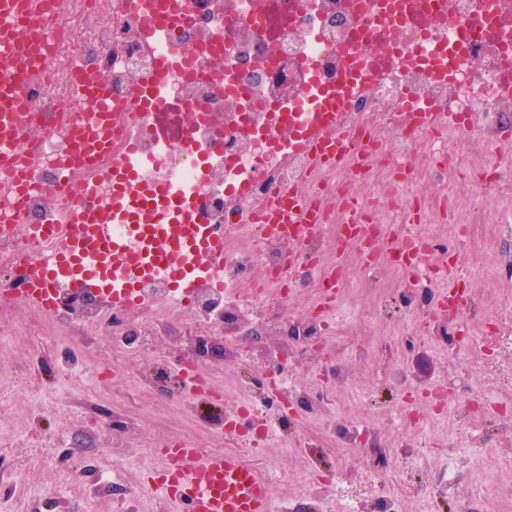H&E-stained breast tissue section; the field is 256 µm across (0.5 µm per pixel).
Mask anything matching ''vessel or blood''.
I'll return each instance as SVG.
<instances>
[{
    "label": "vessel or blood",
    "mask_w": 512,
    "mask_h": 512,
    "mask_svg": "<svg viewBox=\"0 0 512 512\" xmlns=\"http://www.w3.org/2000/svg\"><path fill=\"white\" fill-rule=\"evenodd\" d=\"M48 0H0V187L10 188L13 197H23L33 180V166L22 155L28 135L23 121L24 99L20 75L34 70V37L40 32ZM76 81L87 91L86 113L76 123L79 152L92 159L109 147L113 130L141 121L142 105L154 100L158 84L150 78L137 79L130 96L133 108L113 106L106 78L77 71ZM323 165L332 166L350 156L364 163L359 136L339 128L323 134L302 136ZM101 180L112 187L115 203L109 219L87 206L96 193L84 186L73 192L69 177L46 186L45 192L69 202V223L20 224L24 238H52L50 251L27 258V277L15 297L35 308L52 310L61 288H92L104 292L113 306L140 305L139 286L146 280L164 277L174 288L188 289L224 263V234L209 224H187L182 219L183 200L174 198L169 185L152 183L139 176L127 162L117 161ZM323 220L319 204L296 189L276 193L259 214L263 232L288 233V244L297 247L311 236ZM348 234L337 237L336 252L357 243L363 257L380 249L392 251L407 272L427 267L428 258L415 237L397 239L394 232L379 229L366 237L356 216H349ZM128 225L127 236L118 237L113 225ZM156 453L163 462L156 487L181 512H274L269 481L241 455L203 451L190 441L165 443Z\"/></svg>",
    "instance_id": "vessel-or-blood-1"
}]
</instances>
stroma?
<instances>
[{
  "label": "stroma",
  "mask_w": 512,
  "mask_h": 512,
  "mask_svg": "<svg viewBox=\"0 0 512 512\" xmlns=\"http://www.w3.org/2000/svg\"><path fill=\"white\" fill-rule=\"evenodd\" d=\"M457 219L453 212L445 219L447 254L468 255L474 262L464 278L452 276L448 283L474 298L477 319L493 318L504 304L512 303V266L502 263L501 245L490 225H480L475 237L462 241L454 232ZM334 315L343 330L320 348H305L269 333L239 335L234 354L201 360L214 385L213 395L193 401L185 411L190 423L181 426L173 419L172 401L159 393L144 397L138 386L155 359L190 357L193 322L153 337L132 356L116 358L110 350L111 333L47 335L34 307L22 299L13 302L10 320L20 333L0 335V473L20 469L25 481L14 491L0 492V512H48L57 500L69 502L78 512H128L145 499L151 500L152 512H178L156 491V470L148 465L156 448L172 440L235 451L260 469L275 462L282 478L271 482L270 491L281 505L291 486L304 482L314 499L334 506L336 490L329 471H340L358 489L364 487L374 458L381 455L392 470L414 484L446 464L455 466L456 479L446 493L430 499L408 495L403 512H465L475 500L481 503L480 512H512V503L499 493L502 483L512 481V412L486 414L491 439L478 450L466 447L464 436L449 427L447 418H433L421 405L428 391L447 383L452 388L447 405L455 407L480 388L477 368L463 356L449 365L443 352L449 339L435 337L432 323L412 316L376 315L364 293L352 292L336 303ZM36 346L48 364L34 372L26 364ZM277 354L287 357L302 378H313L319 394L335 406L324 434L330 452L320 459L317 480L305 479L309 463L302 441L270 439L252 448L229 432L205 426L232 405L235 381ZM399 368L411 380L407 400L389 386V377ZM91 392L98 400L87 409L83 398ZM410 407L427 419L424 430L397 427L395 413ZM99 458L118 466L127 483L124 499L80 494V487H92L91 468Z\"/></svg>",
  "instance_id": "35a3bbf8"
}]
</instances>
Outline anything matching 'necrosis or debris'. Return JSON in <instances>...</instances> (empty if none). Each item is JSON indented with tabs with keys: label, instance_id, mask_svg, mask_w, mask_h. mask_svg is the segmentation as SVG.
<instances>
[{
	"label": "necrosis or debris",
	"instance_id": "obj_1",
	"mask_svg": "<svg viewBox=\"0 0 512 512\" xmlns=\"http://www.w3.org/2000/svg\"><path fill=\"white\" fill-rule=\"evenodd\" d=\"M150 6L162 27L152 37L124 0H66L64 13L47 21L44 71L24 86L31 130L25 147L38 180L47 184L62 176L66 130L56 115H78L84 107L74 67L106 75L112 99L121 105L128 104L134 79L158 75L163 99L146 108L143 123L113 137L111 153L99 164L111 166L126 143H136L132 162L143 178L171 180L173 192L188 202V221L223 227L224 264L195 283L192 315H185L176 289L164 280L141 284L146 313L139 319L112 306L90 313L76 302L91 298V291L63 288L58 307L42 315L48 328L111 329L113 354L126 357L147 337L192 319L205 333L224 335L229 346L233 340L224 331L230 319L257 333L287 334V324L267 317L265 295L284 297L300 284L318 303L327 285L346 288L355 278L373 291L378 311L396 308L430 319L445 281L428 278L423 287L406 290L409 276L388 254L342 267L328 280L321 267L323 241L335 236L336 225H321L294 253L286 242L264 235L258 213L280 188L304 187L331 217L337 201L360 203L373 194L386 223L401 234L414 232L424 246H436L444 233L441 218L452 207L463 235L473 225L490 224L499 238H512V176L503 175L494 159L472 157L465 148L476 132L472 115L494 117L497 129L512 127V0H267L262 11L253 0H150ZM256 57L257 71L248 66ZM334 102L340 105L337 121L370 136L363 169L346 161L319 166L296 144V135L319 123ZM417 109L448 121L447 133L412 128L410 114ZM411 148L441 187L431 199L411 191L401 174ZM452 164L490 174L459 205L447 190ZM414 210L421 221L412 230ZM13 222L11 197L0 193V289L15 287L21 273V246L8 230ZM292 254L303 263L302 279L288 269ZM258 267L265 276L255 286ZM481 333L485 343L472 351L471 361L483 389L452 415L471 448L484 447L489 437L478 408L512 388V361L506 358L512 352V313L484 323ZM265 375L275 379V388L238 380L246 398L232 415L264 412L266 429L279 437L331 422L329 403L313 396L287 361L266 362ZM202 376L201 369L160 359L144 386L186 401L190 379ZM453 474L448 467L437 479L415 486L405 481L396 489L387 466L375 465L367 489L343 490V512H401L404 492L438 495Z\"/></svg>",
	"mask_w": 512,
	"mask_h": 512
}]
</instances>
